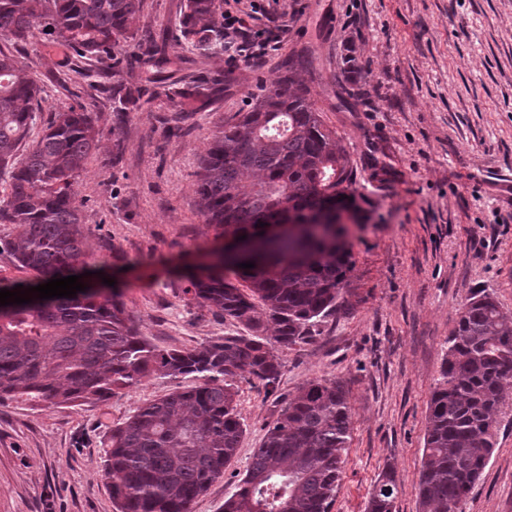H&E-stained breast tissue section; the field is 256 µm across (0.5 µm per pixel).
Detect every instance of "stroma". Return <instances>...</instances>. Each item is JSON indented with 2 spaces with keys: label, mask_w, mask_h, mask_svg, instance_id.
<instances>
[{
  "label": "stroma",
  "mask_w": 512,
  "mask_h": 512,
  "mask_svg": "<svg viewBox=\"0 0 512 512\" xmlns=\"http://www.w3.org/2000/svg\"><path fill=\"white\" fill-rule=\"evenodd\" d=\"M250 28L271 27L277 49L255 64L203 56L179 40L185 0H140L136 39L120 44L130 112L112 109L97 63L44 36L15 49L41 79L39 136L52 113L91 107L99 147L78 184L92 271L123 284L142 336L189 350L245 328L182 292L208 263L214 232L197 205L199 161L212 135L272 87L289 56L354 170L362 207L346 239L353 307L279 349V383L248 373L231 384L243 436L222 477L190 505L221 512L288 398L311 380L343 381L352 430L331 512H365L387 468L396 512H421L417 485L431 391L457 312L493 295L512 317V0H262ZM216 84L191 97L198 79ZM193 376L143 378L95 404L0 403V512H116L101 472L108 434L146 402L195 386ZM494 453L463 512H512V388L496 415Z\"/></svg>",
  "instance_id": "obj_1"
}]
</instances>
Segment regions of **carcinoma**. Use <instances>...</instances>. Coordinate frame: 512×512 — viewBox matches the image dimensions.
<instances>
[{
    "label": "carcinoma",
    "mask_w": 512,
    "mask_h": 512,
    "mask_svg": "<svg viewBox=\"0 0 512 512\" xmlns=\"http://www.w3.org/2000/svg\"><path fill=\"white\" fill-rule=\"evenodd\" d=\"M220 0H186L181 43L203 55L222 54ZM139 0H0V36L14 46L44 34L117 79V112L136 106L139 90L120 78L115 47L136 36ZM308 58L294 55L284 75L239 121L213 134L197 172L196 194L215 241H224L203 275L185 277L183 294L250 335L208 341L192 350L160 349L142 336L119 286L87 289L72 298L0 306V402L82 406L103 401L149 376L193 375L196 386L144 404L112 429L101 457L117 512H189L191 503L224 474L243 435L236 392L226 378L240 371L272 392L279 357L264 333L288 348L349 304L353 259L344 239L284 237L274 253L235 252L238 238H263L274 209L336 212L353 221L361 206L349 156L306 97L298 73ZM40 78L0 48V223L18 231L8 243L30 280L0 278V290L44 284L87 271L75 184L98 147L93 111L56 112L40 137L33 102ZM255 267L243 269L240 264ZM246 284L240 288L224 272ZM512 383V319L486 292L461 307L440 379L428 403L418 497L422 512H462L495 446L496 414ZM348 391L340 381H309L267 427L224 512H331L351 436ZM397 480L386 471L373 485L367 512H395Z\"/></svg>",
    "instance_id": "1"
}]
</instances>
